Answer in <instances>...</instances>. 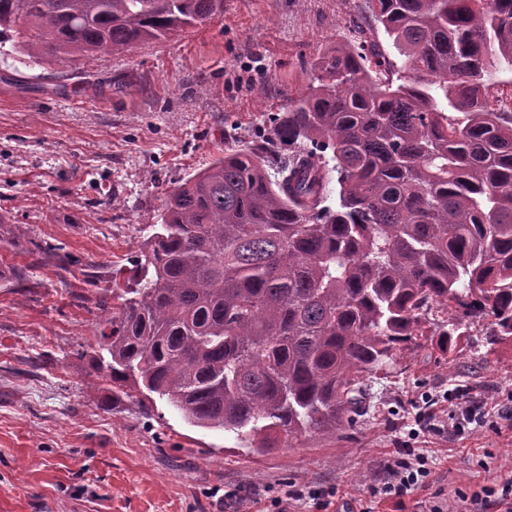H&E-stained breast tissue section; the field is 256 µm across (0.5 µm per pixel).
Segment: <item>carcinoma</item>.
I'll return each instance as SVG.
<instances>
[{"mask_svg":"<svg viewBox=\"0 0 512 512\" xmlns=\"http://www.w3.org/2000/svg\"><path fill=\"white\" fill-rule=\"evenodd\" d=\"M369 3L391 51L327 48L270 138L166 194L98 307L96 373L263 451L354 426L371 379L430 336L456 356L488 321L512 344V113L489 100L512 70V0ZM223 13L0 0V41L72 69Z\"/></svg>","mask_w":512,"mask_h":512,"instance_id":"1","label":"carcinoma"}]
</instances>
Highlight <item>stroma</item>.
<instances>
[{
    "label": "stroma",
    "mask_w": 512,
    "mask_h": 512,
    "mask_svg": "<svg viewBox=\"0 0 512 512\" xmlns=\"http://www.w3.org/2000/svg\"><path fill=\"white\" fill-rule=\"evenodd\" d=\"M371 24L367 0H224L220 18L65 76L0 44V512H228V491L239 512H269L307 485L326 512H429L512 459V435L487 427L411 435L427 395L512 392V346L479 328L460 359L434 347L391 365L354 427L265 453L94 374L97 303L113 266L140 256L165 192L269 137L324 50ZM32 238L61 261L31 253ZM403 441L434 463L432 487L372 501Z\"/></svg>",
    "instance_id": "35a3bbf8"
}]
</instances>
